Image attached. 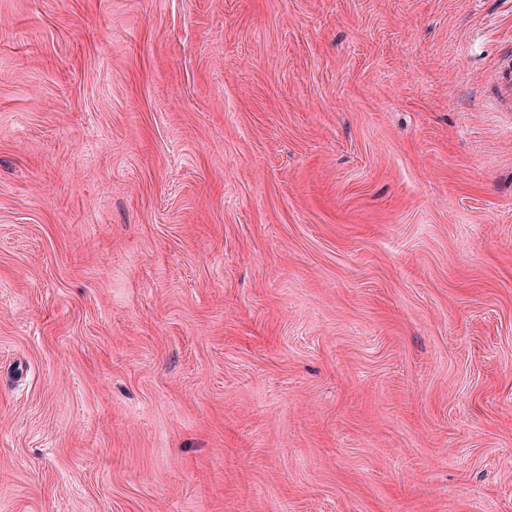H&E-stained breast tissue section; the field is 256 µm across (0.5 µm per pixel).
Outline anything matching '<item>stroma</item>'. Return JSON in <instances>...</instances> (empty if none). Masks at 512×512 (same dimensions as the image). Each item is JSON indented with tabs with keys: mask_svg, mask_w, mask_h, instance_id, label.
Returning a JSON list of instances; mask_svg holds the SVG:
<instances>
[{
	"mask_svg": "<svg viewBox=\"0 0 512 512\" xmlns=\"http://www.w3.org/2000/svg\"><path fill=\"white\" fill-rule=\"evenodd\" d=\"M512 0H0V512H512ZM494 74L493 111L512 112V47L501 56Z\"/></svg>",
	"mask_w": 512,
	"mask_h": 512,
	"instance_id": "1",
	"label": "stroma"
}]
</instances>
